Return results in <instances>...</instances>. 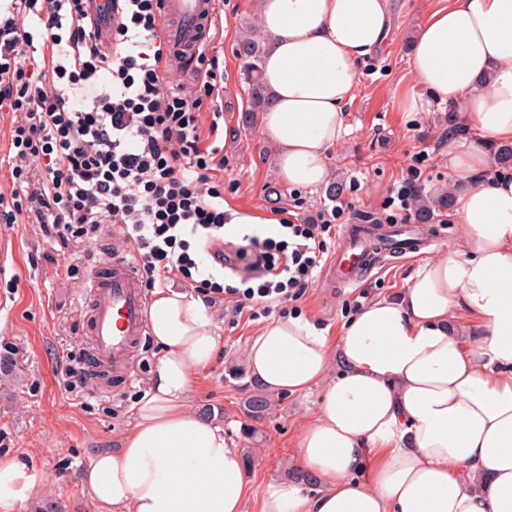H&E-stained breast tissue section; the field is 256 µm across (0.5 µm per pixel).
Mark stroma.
I'll return each instance as SVG.
<instances>
[{
  "mask_svg": "<svg viewBox=\"0 0 512 512\" xmlns=\"http://www.w3.org/2000/svg\"><path fill=\"white\" fill-rule=\"evenodd\" d=\"M448 0H392L393 26L382 52L360 66L361 86L346 110L350 132L333 153L341 202L352 214L385 217L383 204L405 172L411 156L426 150L429 159L419 184L420 194L441 195L448 181V148L443 143L453 101L429 98L424 112H406L405 99L415 79L409 66L413 27ZM221 32L211 41L208 57L224 77V207L258 214L279 213L305 220L330 207L327 189L314 193L283 184L259 128L243 125L248 106L246 61L237 52L243 25H256L257 0H222ZM447 240L426 251L433 259L454 249L462 226L455 213L438 209L423 234L434 230ZM124 247L104 233L90 243L70 248L47 236L43 225L19 216L0 222V360L11 361L9 375L0 374V457L35 463L47 476L22 512H98L80 481L82 470L101 450L117 447L133 423V406L151 377L157 346L144 338L135 353V374L108 397L91 382L66 389L62 372L69 361L86 360L90 339L85 334L88 309L82 298L85 283ZM421 257V258H424ZM421 258H396L373 272L365 285L371 298L393 297L407 287ZM77 263V278L66 266ZM351 290L309 288L298 300L276 310V317L302 315L324 329L329 345H337L350 318L343 302ZM221 348L213 364L197 376L191 408L224 429L249 463L255 490L273 477L288 478L297 468L295 443L301 427L317 414L319 391L273 395L272 407L259 420L246 410L247 398L259 387L247 376L243 351L262 325L239 317L231 321L223 305H215Z\"/></svg>",
  "mask_w": 512,
  "mask_h": 512,
  "instance_id": "1",
  "label": "stroma"
}]
</instances>
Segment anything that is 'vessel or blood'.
<instances>
[{"label":"vessel or blood","instance_id":"b4317fda","mask_svg":"<svg viewBox=\"0 0 512 512\" xmlns=\"http://www.w3.org/2000/svg\"><path fill=\"white\" fill-rule=\"evenodd\" d=\"M165 35L172 65L193 68L199 47L211 40L219 17V0H162ZM93 27L101 35L112 30V0H85ZM440 236L419 238L413 226L374 227L346 225L326 266L333 288L358 287L387 257L417 253L437 245ZM90 307L87 334L92 341L88 373L111 372L131 380L135 365L130 358L135 345L151 330L148 297L135 264L113 257L104 272L94 275L84 290Z\"/></svg>","mask_w":512,"mask_h":512}]
</instances>
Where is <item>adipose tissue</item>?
Instances as JSON below:
<instances>
[{
	"label": "adipose tissue",
	"mask_w": 512,
	"mask_h": 512,
	"mask_svg": "<svg viewBox=\"0 0 512 512\" xmlns=\"http://www.w3.org/2000/svg\"><path fill=\"white\" fill-rule=\"evenodd\" d=\"M271 103L261 135L288 185L317 192L349 131L359 65L384 46L390 0H259ZM418 85L459 102L481 147L448 148L456 248L419 264L407 288L366 304L337 349L309 319L273 320L247 342L270 393L320 388L297 462L319 489L269 479L259 512H512V176L489 175L487 148L512 144V0H448L419 24ZM158 346L149 389L117 448L80 480L101 512H241L246 463L224 431L189 409L196 372L220 348L201 299L152 292ZM32 463L0 459V512L45 485Z\"/></svg>",
	"instance_id": "1"
}]
</instances>
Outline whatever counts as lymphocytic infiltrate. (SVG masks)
<instances>
[{"instance_id": "1", "label": "lymphocytic infiltrate", "mask_w": 512, "mask_h": 512, "mask_svg": "<svg viewBox=\"0 0 512 512\" xmlns=\"http://www.w3.org/2000/svg\"><path fill=\"white\" fill-rule=\"evenodd\" d=\"M120 16L99 42L82 0H10L0 14V103L14 112L10 195L0 194L8 223L33 213L61 242L93 241L105 228L129 249L146 287L175 277L208 303L232 313L271 315L303 296L325 262L334 224L349 208L336 204L319 222L281 219L279 237L244 235L235 257L239 285L203 272L190 249L223 239L224 148L214 108L215 68H202L189 89L169 62L161 0H119ZM36 16L39 33L24 20ZM428 159L418 151L386 198L390 221L407 218ZM39 188L24 191L33 169Z\"/></svg>"}]
</instances>
